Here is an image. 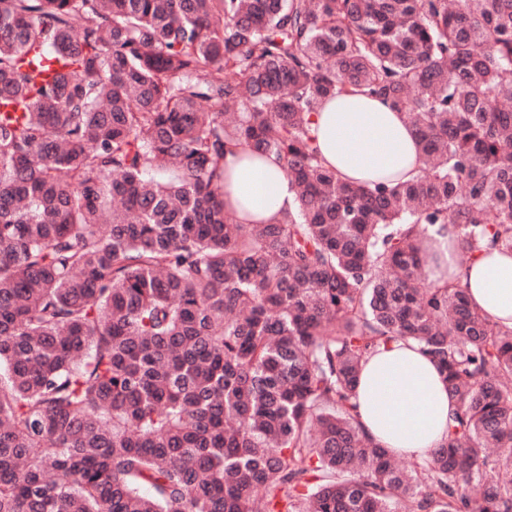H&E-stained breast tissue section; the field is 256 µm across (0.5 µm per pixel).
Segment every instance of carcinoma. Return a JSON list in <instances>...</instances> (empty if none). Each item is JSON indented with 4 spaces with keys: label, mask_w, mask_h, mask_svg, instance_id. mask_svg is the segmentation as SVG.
Returning <instances> with one entry per match:
<instances>
[{
    "label": "carcinoma",
    "mask_w": 512,
    "mask_h": 512,
    "mask_svg": "<svg viewBox=\"0 0 512 512\" xmlns=\"http://www.w3.org/2000/svg\"><path fill=\"white\" fill-rule=\"evenodd\" d=\"M343 92L415 178L324 165ZM238 147L275 224L224 209ZM437 224L512 251V0H0V512H512V329L428 282ZM394 340L455 400L408 471L355 416ZM326 165L341 179L406 182L419 174L417 136L403 112L378 98L343 93L326 98L313 125ZM295 199V187L274 156L251 157L241 148L225 154L224 203L245 224H274Z\"/></svg>",
    "instance_id": "cac0c4a2"
}]
</instances>
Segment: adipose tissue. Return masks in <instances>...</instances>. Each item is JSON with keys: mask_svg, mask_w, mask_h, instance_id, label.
Masks as SVG:
<instances>
[{"mask_svg": "<svg viewBox=\"0 0 512 512\" xmlns=\"http://www.w3.org/2000/svg\"><path fill=\"white\" fill-rule=\"evenodd\" d=\"M314 131L327 166L343 179L396 184L417 176L422 166L404 113L375 97L326 98ZM295 199V187L275 157H252L239 148L225 154L224 202L244 223H275ZM431 244L438 260L428 271L430 281L459 283L491 321L512 328V253H483L458 264L451 226L432 233ZM356 394L360 427L376 446L416 459L446 442L454 401L435 364L413 342L394 341L369 355Z\"/></svg>", "mask_w": 512, "mask_h": 512, "instance_id": "1", "label": "adipose tissue"}]
</instances>
